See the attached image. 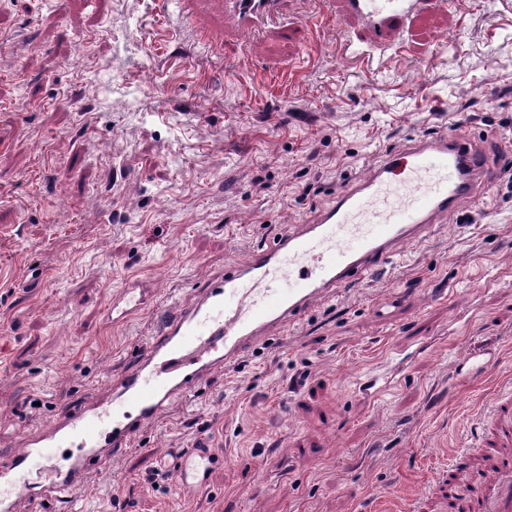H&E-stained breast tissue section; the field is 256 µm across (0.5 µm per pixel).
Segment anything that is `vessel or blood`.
<instances>
[{"mask_svg":"<svg viewBox=\"0 0 512 512\" xmlns=\"http://www.w3.org/2000/svg\"><path fill=\"white\" fill-rule=\"evenodd\" d=\"M225 24L248 36L256 21L280 8L284 0H210ZM430 0H339V13L358 23L363 34L394 43L402 40L412 18ZM485 164L466 136L440 134L415 141L388 156L367 176L337 192L335 200L306 224H298L233 263L219 282L210 284L188 304L174 311L160 335L139 356L132 371L112 379L114 398L134 407L120 423L107 424L97 406L60 410L47 429L34 433L25 447L0 455V512H17L20 502H69L89 475L119 456L142 428L187 397L203 380L223 371L247 346L300 319L318 300L362 281L392 264L400 247L425 239L434 225L454 213L458 203L475 194ZM370 229L355 248L342 245L340 232L362 217ZM291 258L297 288H279L283 258ZM154 289L127 284L115 295L110 315L124 320L154 302ZM407 358L386 359L359 377L356 395L375 402L405 373ZM482 354L457 360L462 380L481 375ZM492 432L467 444V452L512 444V401L495 403ZM78 446L67 466L55 464L58 448ZM213 461L208 446L178 449L173 469L185 490L203 487ZM453 512H512V455L496 458L490 491L472 503L462 474H455L449 493Z\"/></svg>","mask_w":512,"mask_h":512,"instance_id":"1","label":"vessel or blood"}]
</instances>
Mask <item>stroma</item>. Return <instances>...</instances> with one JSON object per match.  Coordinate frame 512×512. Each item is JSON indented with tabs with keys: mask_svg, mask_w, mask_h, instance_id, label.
Returning a JSON list of instances; mask_svg holds the SVG:
<instances>
[{
	"mask_svg": "<svg viewBox=\"0 0 512 512\" xmlns=\"http://www.w3.org/2000/svg\"><path fill=\"white\" fill-rule=\"evenodd\" d=\"M337 0H288L250 65L193 43L177 0H0V449L109 378L233 262L415 139L470 137L478 197L390 270L247 347L93 474L71 512H406L512 384V0H450L345 54ZM134 278L155 302L107 322ZM368 404L356 377L421 342ZM490 355L463 384L456 358ZM208 444L180 489L174 449Z\"/></svg>",
	"mask_w": 512,
	"mask_h": 512,
	"instance_id": "obj_1",
	"label": "stroma"
}]
</instances>
